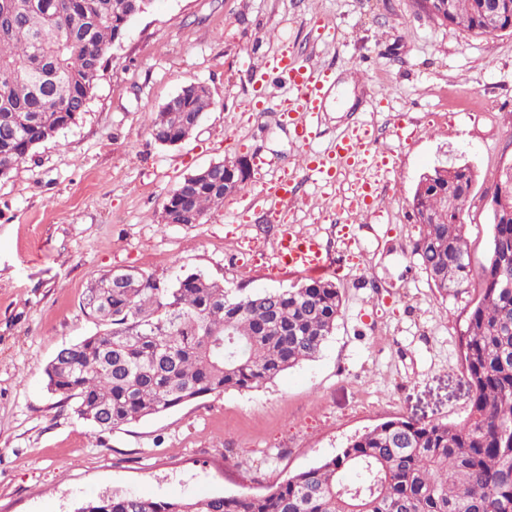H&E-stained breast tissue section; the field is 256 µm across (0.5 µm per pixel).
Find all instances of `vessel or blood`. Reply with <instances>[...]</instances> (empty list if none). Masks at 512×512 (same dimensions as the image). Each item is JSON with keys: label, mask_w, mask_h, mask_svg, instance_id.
I'll list each match as a JSON object with an SVG mask.
<instances>
[{"label": "vessel or blood", "mask_w": 512, "mask_h": 512, "mask_svg": "<svg viewBox=\"0 0 512 512\" xmlns=\"http://www.w3.org/2000/svg\"><path fill=\"white\" fill-rule=\"evenodd\" d=\"M273 72L285 76L292 89L284 108L285 121L293 126L302 142H310L314 137L315 116L322 109L330 81L329 74L287 53L275 59ZM390 164L389 158L381 157L373 131L366 123L338 136L331 148L309 152L305 159L306 168L328 184L333 183L335 176L346 167L385 170ZM378 200L379 194L373 182L363 178L352 187L349 208L361 215L373 211ZM279 257L289 271L298 274L322 276L334 268L333 261L323 254L319 242L312 236L286 234L281 242Z\"/></svg>", "instance_id": "obj_1"}]
</instances>
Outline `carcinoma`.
<instances>
[{
    "mask_svg": "<svg viewBox=\"0 0 512 512\" xmlns=\"http://www.w3.org/2000/svg\"><path fill=\"white\" fill-rule=\"evenodd\" d=\"M154 0H0V178L86 112L100 73L130 20ZM437 24L475 35L494 11L512 32V0H416ZM213 105L189 85L156 113L152 138L192 136ZM219 161L185 177L163 213L203 216L250 178ZM476 180L468 165L419 178L411 253L441 296L479 279L461 338L471 409L460 423L397 417L351 437L341 452L263 494L156 500L103 495L74 512H512V166L485 194L492 225L487 264L470 262L457 209ZM343 299L330 278L287 289L234 293L192 273L172 282L135 271L120 285L103 274L82 298L98 331L46 364L48 391L95 431H111L211 393L261 387L311 360L333 333Z\"/></svg>",
    "mask_w": 512,
    "mask_h": 512,
    "instance_id": "carcinoma-1",
    "label": "carcinoma"
}]
</instances>
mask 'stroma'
<instances>
[{"mask_svg":"<svg viewBox=\"0 0 512 512\" xmlns=\"http://www.w3.org/2000/svg\"><path fill=\"white\" fill-rule=\"evenodd\" d=\"M284 52L335 78L312 150L368 122L394 160L377 177V213L349 220L358 172L330 186L299 170L302 147L280 117L283 76L270 74L256 99L253 71ZM194 82L213 106L189 139L155 142L157 111ZM340 93L352 100L342 112ZM228 157L248 161L244 188L203 223H163L170 191ZM511 161L512 32L437 25L414 0H156L112 51L82 118L0 179V512H74L112 492L260 494L385 420L462 422L461 334L480 284L446 297L431 286L411 253L410 202L426 170L474 167L466 239L482 266V198ZM283 177L293 199L271 207L263 188ZM285 230L341 260L343 312L316 358L105 433L47 392V362L96 330L81 299L100 276L201 273L231 289H286L304 278L279 263Z\"/></svg>","mask_w":512,"mask_h":512,"instance_id":"stroma-1","label":"stroma"}]
</instances>
